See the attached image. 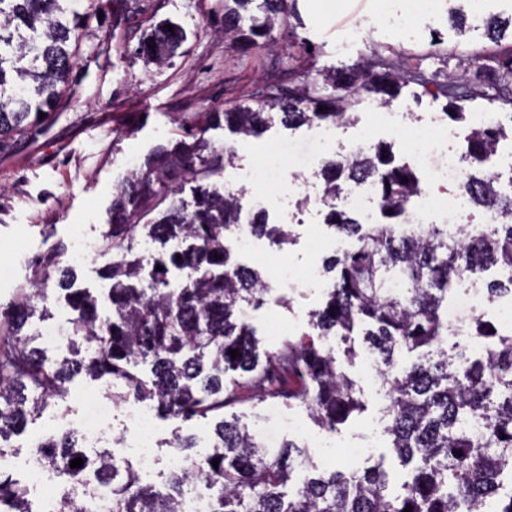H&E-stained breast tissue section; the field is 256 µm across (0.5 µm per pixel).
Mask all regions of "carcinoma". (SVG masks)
Returning a JSON list of instances; mask_svg holds the SVG:
<instances>
[{
    "label": "carcinoma",
    "instance_id": "carcinoma-1",
    "mask_svg": "<svg viewBox=\"0 0 512 512\" xmlns=\"http://www.w3.org/2000/svg\"><path fill=\"white\" fill-rule=\"evenodd\" d=\"M294 2L224 0V35L245 54L266 50L275 26L291 25ZM77 7V0H0V151L50 118L69 86L89 17ZM448 23L463 38L472 30L460 8L450 11ZM482 27L492 48L465 40L448 52L458 66L474 68L466 83L442 79L419 61L400 65L373 52L320 81L273 77L250 100L208 112L202 123L187 118L191 128L157 147L113 194L112 220L102 235L112 250V315L101 317L96 298L72 287L74 277L58 266L55 252L32 261L29 289L0 312V444L22 433L47 399L65 396L81 371L107 378L115 402L134 399L173 418L213 422L211 451L200 466L171 472L161 489L141 484L107 449L99 451L98 475L89 484L82 469L70 467L84 457L71 435L44 440L42 464L63 485L55 512H77L78 501L101 490L109 492L111 512H179L191 479L209 491L213 512H475L486 503L493 504L490 512H512V327L484 315L470 319L464 336L482 345L473 354L465 343L448 342L458 331L447 317L448 294L471 277L490 300L512 296V171L506 191L502 173L486 168L500 141L512 138V127L472 131L461 154L462 188L474 206L499 215V223L472 230L450 233L444 224L405 230L394 222L420 194L421 178L414 167L396 163L390 143L342 147L324 161L315 176L326 223L351 246L323 262L332 284L322 307L310 313L309 331L262 355L245 311L260 307L270 287L232 259L224 232L241 224L240 198L211 181L236 150L206 137L221 124L245 137L261 135L276 120L288 128L316 121L346 126L357 120L353 109L362 95L389 106L409 86L418 98L443 101L459 121L478 101L512 109V41L505 42L512 18L488 14ZM183 41L178 27L170 32L162 24L139 38L134 54L162 66ZM193 183L198 191L187 203L179 194ZM360 184L370 186L391 222L362 224L336 206ZM138 229L167 255L147 273L132 257ZM249 232L278 248L293 237L285 225L269 223L263 208L251 215ZM172 268L183 274L178 286L171 284ZM51 280L73 311L70 336L84 346L79 361L49 359L31 328L36 301H48ZM332 336L346 344L349 360L364 354L380 365L378 412L404 467L395 484L383 456L365 467L327 471L306 446L288 440L272 450L238 418H225L252 391L288 407L307 406L332 432L362 414L361 387L325 346ZM141 364L150 366V379L140 375ZM0 512H31L25 486L1 472Z\"/></svg>",
    "mask_w": 512,
    "mask_h": 512
}]
</instances>
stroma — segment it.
I'll use <instances>...</instances> for the list:
<instances>
[{
	"mask_svg": "<svg viewBox=\"0 0 512 512\" xmlns=\"http://www.w3.org/2000/svg\"><path fill=\"white\" fill-rule=\"evenodd\" d=\"M94 19L82 32L81 67L74 89L58 105L56 119L41 132L20 138L0 154V265L11 268L0 278V306L15 299L32 275L31 261L53 247H61V266L69 265L75 235L99 242L111 220L112 195L119 180L138 167L158 145L178 138L185 117L211 112L230 100L250 98L255 86L278 72L283 59H291L296 75L317 77L320 70L354 63L372 47L425 56L430 68H439L442 56L454 45L456 35L448 26V10L440 8L430 19L402 25L398 9H387L385 0H297L300 23L290 32L277 31L274 49L243 55L224 37L222 0H80ZM161 22L182 28L183 53L171 65L158 67L127 54L126 47ZM440 45H433V36ZM308 41L316 49L308 57L297 48ZM377 101L367 99L357 108L359 120L347 127L327 125L286 130L274 127L258 138L235 141L238 161L226 167L222 180L243 200L260 194L268 201L270 221L290 224L292 243L271 251L266 241L252 239L248 248H233L239 263L258 267L270 292L265 303L249 313L260 340V350L278 347L276 328L299 334L306 329L311 310L321 306L322 288L317 275L326 257L336 252L334 234L325 213L302 207L306 193L319 191L317 180L295 177L285 167L281 179L266 184L263 165L277 142L297 139L320 149L323 137L350 144L361 138L370 143L391 141L381 123ZM302 271V278L282 281L278 261ZM112 253L100 247L94 261L74 267L79 287L96 296L100 313L110 311L109 282L104 271ZM330 349L347 374L358 381L369 403L366 413L343 426L342 448L333 455L315 454L322 467L363 466V458L346 453L345 444L369 442L376 453L386 454L387 439L375 410L376 373L367 372L364 360L348 362L345 346ZM103 381L78 374L65 398L52 400L42 417L12 437L6 452L14 479L25 480V459L39 439L61 435L62 421L83 401L100 396ZM160 458H167L176 435L198 438L195 456L206 454L212 423L207 419L181 421L156 414ZM388 467H395L388 458Z\"/></svg>",
	"mask_w": 512,
	"mask_h": 512,
	"instance_id": "35a3bbf8",
	"label": "stroma"
}]
</instances>
